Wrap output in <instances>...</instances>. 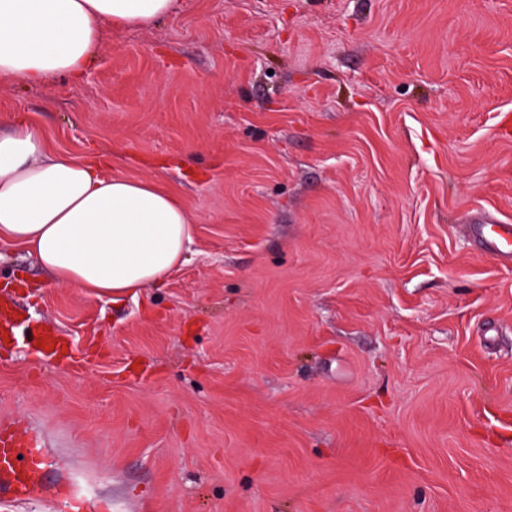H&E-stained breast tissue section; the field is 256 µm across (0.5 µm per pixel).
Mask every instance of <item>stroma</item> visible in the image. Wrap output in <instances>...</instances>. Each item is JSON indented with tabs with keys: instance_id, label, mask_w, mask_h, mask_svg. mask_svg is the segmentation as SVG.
Returning a JSON list of instances; mask_svg holds the SVG:
<instances>
[{
	"instance_id": "obj_1",
	"label": "stroma",
	"mask_w": 512,
	"mask_h": 512,
	"mask_svg": "<svg viewBox=\"0 0 512 512\" xmlns=\"http://www.w3.org/2000/svg\"><path fill=\"white\" fill-rule=\"evenodd\" d=\"M512 0H182L79 81L0 85L51 152L193 221L116 301L0 243V512H512ZM72 358L34 348L36 326ZM474 230L481 237L487 254L503 260H512V224H481ZM41 447L37 438L21 441L14 432L0 430V479L15 500H30L42 493L36 468Z\"/></svg>"
}]
</instances>
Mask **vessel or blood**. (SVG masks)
<instances>
[{"label":"vessel or blood","mask_w":512,"mask_h":512,"mask_svg":"<svg viewBox=\"0 0 512 512\" xmlns=\"http://www.w3.org/2000/svg\"><path fill=\"white\" fill-rule=\"evenodd\" d=\"M487 254L512 260V224L477 226ZM42 454L38 439L20 440L14 432L0 430V483L14 499L29 500L40 496L43 484L36 464Z\"/></svg>","instance_id":"1"}]
</instances>
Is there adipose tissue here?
Listing matches in <instances>:
<instances>
[{
	"mask_svg": "<svg viewBox=\"0 0 512 512\" xmlns=\"http://www.w3.org/2000/svg\"><path fill=\"white\" fill-rule=\"evenodd\" d=\"M181 0H0V84L80 79L113 27L149 26ZM193 221L154 180L45 152L24 120L0 136V236L53 282L117 300L161 284L185 259Z\"/></svg>",
	"mask_w": 512,
	"mask_h": 512,
	"instance_id": "ef3b65f1",
	"label": "adipose tissue"
}]
</instances>
